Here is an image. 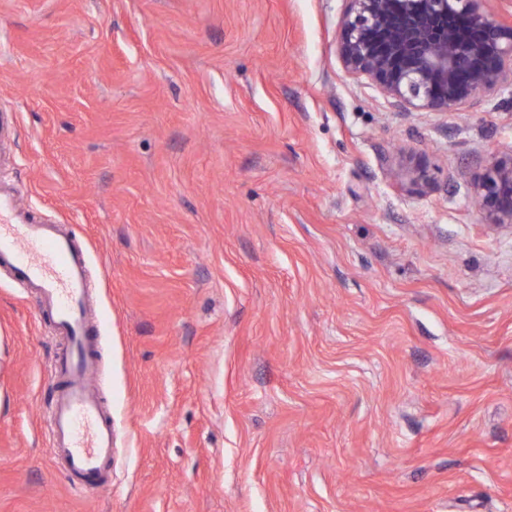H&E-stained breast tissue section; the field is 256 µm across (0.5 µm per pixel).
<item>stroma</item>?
Instances as JSON below:
<instances>
[{
  "label": "stroma",
  "instance_id": "35a3bbf8",
  "mask_svg": "<svg viewBox=\"0 0 512 512\" xmlns=\"http://www.w3.org/2000/svg\"><path fill=\"white\" fill-rule=\"evenodd\" d=\"M345 8L0 0V175L88 256L115 429L75 493L63 342L0 267V512H512V225L473 190L512 85L395 111Z\"/></svg>",
  "mask_w": 512,
  "mask_h": 512
}]
</instances>
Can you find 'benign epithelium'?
Here are the masks:
<instances>
[{
  "mask_svg": "<svg viewBox=\"0 0 512 512\" xmlns=\"http://www.w3.org/2000/svg\"><path fill=\"white\" fill-rule=\"evenodd\" d=\"M336 41L344 73L366 80L401 112H455L512 83V25L482 0H346ZM486 224H512V155L476 177Z\"/></svg>",
  "mask_w": 512,
  "mask_h": 512,
  "instance_id": "benign-epithelium-1",
  "label": "benign epithelium"
}]
</instances>
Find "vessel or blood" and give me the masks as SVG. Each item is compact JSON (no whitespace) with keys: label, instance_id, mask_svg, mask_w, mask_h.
Segmentation results:
<instances>
[{"label":"vessel or blood","instance_id":"1","mask_svg":"<svg viewBox=\"0 0 512 512\" xmlns=\"http://www.w3.org/2000/svg\"><path fill=\"white\" fill-rule=\"evenodd\" d=\"M11 266L66 347L51 375L56 391L50 437L69 485L95 491L112 459V420L94 388L96 341L85 313L92 302L85 253L56 225L23 207L0 182V265Z\"/></svg>","mask_w":512,"mask_h":512}]
</instances>
